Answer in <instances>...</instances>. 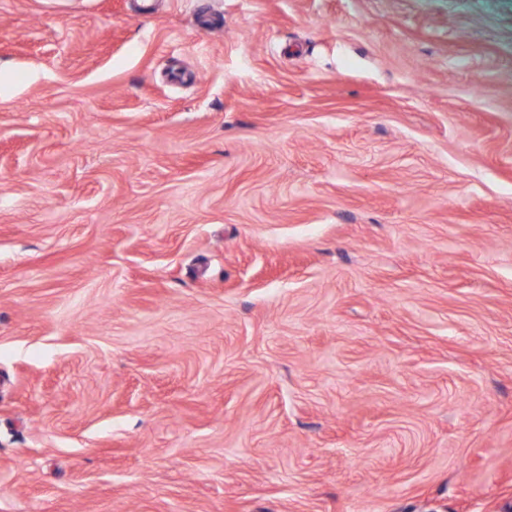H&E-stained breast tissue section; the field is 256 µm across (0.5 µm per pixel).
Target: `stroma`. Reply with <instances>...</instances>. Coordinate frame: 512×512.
Returning <instances> with one entry per match:
<instances>
[{"label": "stroma", "mask_w": 512, "mask_h": 512, "mask_svg": "<svg viewBox=\"0 0 512 512\" xmlns=\"http://www.w3.org/2000/svg\"><path fill=\"white\" fill-rule=\"evenodd\" d=\"M512 0H0V512H493Z\"/></svg>", "instance_id": "stroma-1"}]
</instances>
